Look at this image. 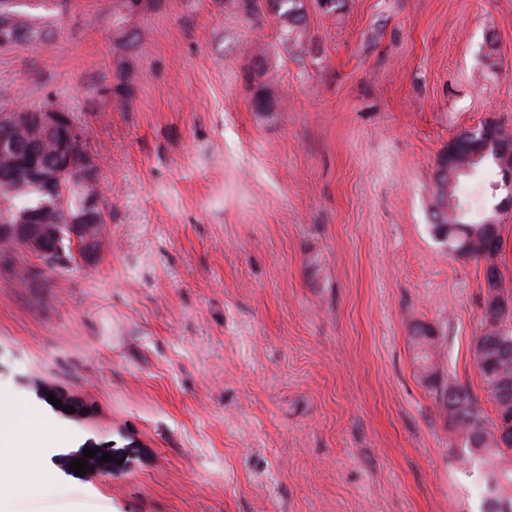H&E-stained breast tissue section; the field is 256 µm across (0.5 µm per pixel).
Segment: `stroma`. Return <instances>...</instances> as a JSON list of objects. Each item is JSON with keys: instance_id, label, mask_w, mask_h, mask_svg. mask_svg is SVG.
Returning <instances> with one entry per match:
<instances>
[{"instance_id": "obj_1", "label": "stroma", "mask_w": 512, "mask_h": 512, "mask_svg": "<svg viewBox=\"0 0 512 512\" xmlns=\"http://www.w3.org/2000/svg\"><path fill=\"white\" fill-rule=\"evenodd\" d=\"M304 5L298 49L221 0H159L137 48L115 46L112 0H69L54 36L0 49V109L73 115L104 220L64 266L0 250V404L63 435L39 451L54 484L0 512H483L438 392L496 417L473 358L486 262L450 255L431 210L448 141L512 130V0ZM88 440L111 471L55 468ZM411 342L419 370L424 373L425 378L433 379L431 375L437 370L439 352L432 329L424 325L415 326Z\"/></svg>"}]
</instances>
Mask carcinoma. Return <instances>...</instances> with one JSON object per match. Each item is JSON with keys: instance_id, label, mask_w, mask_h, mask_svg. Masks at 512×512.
Wrapping results in <instances>:
<instances>
[{"instance_id": "carcinoma-1", "label": "carcinoma", "mask_w": 512, "mask_h": 512, "mask_svg": "<svg viewBox=\"0 0 512 512\" xmlns=\"http://www.w3.org/2000/svg\"><path fill=\"white\" fill-rule=\"evenodd\" d=\"M135 0H112V21L117 26V40L126 39L122 22L127 15L124 9ZM258 6L262 0H224V8L243 12L257 19L264 16L249 3ZM278 15L288 16V25L278 26L284 43L305 44L304 0H279ZM67 0H0V31L9 28L15 43H41L54 32L56 19L66 7ZM38 109L0 111V224H23L30 214L39 213L48 224L66 226L82 212L83 200L77 189H72L69 210L57 206V177L53 176L57 154L55 135L43 140L41 158L42 176L16 163L15 151L21 149L33 133L32 121ZM73 159L82 160L88 155L84 131L73 124ZM451 153L439 155L435 170L436 195L432 209V228L439 241L448 245L453 255L460 258H481L486 244L483 240L484 225L468 220L467 202L458 189L460 182L481 170L497 166L494 152L481 156L471 163V171L457 172L449 165ZM484 314L500 318L501 328L493 334L479 333L475 338L474 359L485 385L496 405L497 419L486 420L477 402L465 389L450 385L440 393L448 423L457 438L463 442L470 456L481 459L491 468L490 484L498 483L499 475L512 473L507 468V458L512 456V297L498 294L487 297ZM414 360L425 378L437 370L438 349L432 329L418 325L411 336Z\"/></svg>"}]
</instances>
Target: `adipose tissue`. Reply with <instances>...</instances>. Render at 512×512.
<instances>
[{"instance_id":"adipose-tissue-1","label":"adipose tissue","mask_w":512,"mask_h":512,"mask_svg":"<svg viewBox=\"0 0 512 512\" xmlns=\"http://www.w3.org/2000/svg\"><path fill=\"white\" fill-rule=\"evenodd\" d=\"M52 435V425L28 407L0 409V484L13 481L20 468L40 483L51 484L52 476L39 464L37 454Z\"/></svg>"}]
</instances>
